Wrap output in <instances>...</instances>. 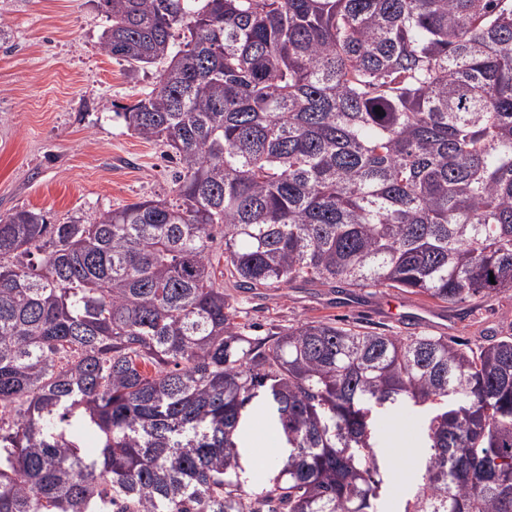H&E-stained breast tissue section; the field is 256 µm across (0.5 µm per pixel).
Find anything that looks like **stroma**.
Wrapping results in <instances>:
<instances>
[{
	"label": "stroma",
	"mask_w": 512,
	"mask_h": 512,
	"mask_svg": "<svg viewBox=\"0 0 512 512\" xmlns=\"http://www.w3.org/2000/svg\"><path fill=\"white\" fill-rule=\"evenodd\" d=\"M0 216L21 209L48 222L94 221L169 195L174 166L161 144L127 129L118 113L155 86L101 48L98 0H0ZM241 321L276 330L324 317L378 332H424L471 341L512 332V291L448 308L389 288L348 297L317 284L233 293ZM391 497L404 493L420 451L416 415L382 420Z\"/></svg>",
	"instance_id": "1"
}]
</instances>
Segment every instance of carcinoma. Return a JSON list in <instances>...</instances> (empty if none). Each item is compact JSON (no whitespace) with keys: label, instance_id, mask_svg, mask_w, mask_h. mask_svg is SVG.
Segmentation results:
<instances>
[{"label":"carcinoma","instance_id":"carcinoma-1","mask_svg":"<svg viewBox=\"0 0 512 512\" xmlns=\"http://www.w3.org/2000/svg\"><path fill=\"white\" fill-rule=\"evenodd\" d=\"M100 3L173 198L0 217V512H382L405 409L401 512H512V333L254 336L226 293L512 290V0ZM255 406L288 454L250 487ZM378 429L388 440L389 449L385 452V466L392 478L389 498L397 500L404 493L412 474L416 455L420 448L416 438V414L407 411L395 418L382 420Z\"/></svg>","mask_w":512,"mask_h":512}]
</instances>
